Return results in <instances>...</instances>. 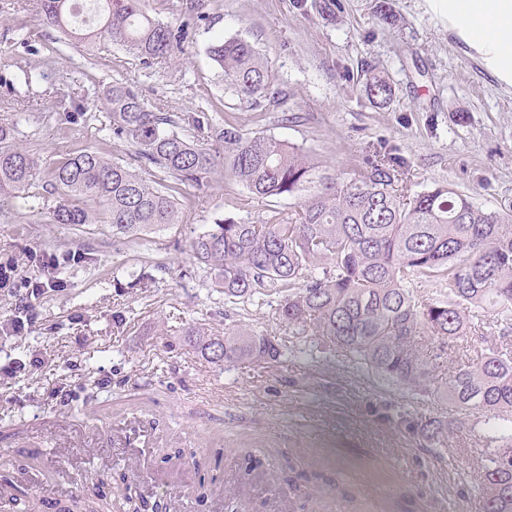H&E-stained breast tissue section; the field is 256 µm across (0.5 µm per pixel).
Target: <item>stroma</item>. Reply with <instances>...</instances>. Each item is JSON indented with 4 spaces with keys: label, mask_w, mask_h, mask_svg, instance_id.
<instances>
[{
    "label": "stroma",
    "mask_w": 512,
    "mask_h": 512,
    "mask_svg": "<svg viewBox=\"0 0 512 512\" xmlns=\"http://www.w3.org/2000/svg\"><path fill=\"white\" fill-rule=\"evenodd\" d=\"M148 14L180 35L170 58L150 63L118 47L86 50L44 26L32 0H0V125H14L16 146L35 153L29 189L0 198V263L20 278L42 275L55 255L63 288L35 300L40 318L0 334V365L17 368L0 383V456L27 461L38 481L39 512L66 482L83 494H110L125 474L131 448L112 445L122 419L152 430L154 465L139 486L149 501L190 492L211 480L208 498L188 512H209L240 467L273 466V493L294 483L318 497L314 512H389L390 495L408 489L441 512H477L463 484L474 482L476 439L459 427L461 410L445 401L419 413L454 422L441 456L418 448L381 411L394 395L323 357L299 353L279 364L214 366L181 345V330L200 323L216 333L241 323L276 335L285 329L277 299L226 310L189 252L191 238L230 213L261 222L287 217L291 199L257 200L218 172L186 187L181 222L137 240L114 237L108 224L72 226L50 220L48 172L88 149L132 158L113 139L103 94L113 80L135 84L149 107L206 112L200 145L223 152L231 124L310 150L342 177L369 150L387 145L407 164L414 190L452 183L483 208L512 205V86L487 70L476 51L449 32L425 0H146ZM387 10L389 25L379 17ZM241 37L265 53L276 75L273 97L239 103L207 54L217 39ZM375 69L395 93L383 106L363 92ZM38 73L32 85L19 70ZM30 110L17 121L15 95ZM83 105L85 121L65 110ZM298 113L299 122L288 120ZM70 398L56 402L51 392Z\"/></svg>",
    "instance_id": "obj_1"
}]
</instances>
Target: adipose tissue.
<instances>
[{"instance_id":"ef3b65f1","label":"adipose tissue","mask_w":512,"mask_h":512,"mask_svg":"<svg viewBox=\"0 0 512 512\" xmlns=\"http://www.w3.org/2000/svg\"><path fill=\"white\" fill-rule=\"evenodd\" d=\"M449 31L475 49L500 81L512 85V0H425Z\"/></svg>"}]
</instances>
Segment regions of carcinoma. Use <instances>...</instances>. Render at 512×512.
<instances>
[{"label":"carcinoma","instance_id":"carcinoma-1","mask_svg":"<svg viewBox=\"0 0 512 512\" xmlns=\"http://www.w3.org/2000/svg\"><path fill=\"white\" fill-rule=\"evenodd\" d=\"M43 22L87 47L115 45L144 63L166 59L176 36L145 10L144 0H36ZM224 83L242 103L272 94L276 76L266 57L242 38L208 48ZM364 93L387 103L391 83L366 71ZM112 137L135 148L127 160L97 149L60 161L48 182L55 224L112 225L135 237L180 223L181 187L200 186L217 157L177 131L168 112L149 109L118 79L106 91ZM0 125V194L30 185L35 155L12 144ZM233 180L254 199L296 198L286 219L254 224L228 215L191 238L189 248L209 287L224 303L281 296L278 318L291 336L307 330L346 372L382 382L411 403L446 398L476 413L470 431L479 480L478 512H512V208L486 210L447 184L411 192L405 166L375 149L340 179L312 153L264 136L224 129ZM480 331L469 353L461 337ZM435 348L423 347L422 337ZM182 346L221 366L279 363L298 345L242 325L220 336L201 325L182 332ZM461 360L442 388L434 385L445 359ZM422 448L447 449L450 424L401 406L387 414Z\"/></svg>","mask_w":512,"mask_h":512}]
</instances>
